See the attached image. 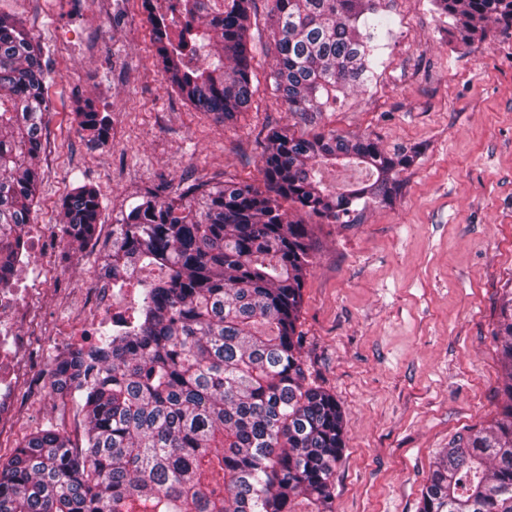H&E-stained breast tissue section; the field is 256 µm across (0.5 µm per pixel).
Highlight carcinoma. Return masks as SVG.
Masks as SVG:
<instances>
[{"instance_id": "cac0c4a2", "label": "carcinoma", "mask_w": 512, "mask_h": 512, "mask_svg": "<svg viewBox=\"0 0 512 512\" xmlns=\"http://www.w3.org/2000/svg\"><path fill=\"white\" fill-rule=\"evenodd\" d=\"M274 91L305 123L363 87L389 33L380 0H270ZM460 41L512 28V0H430ZM254 0H174L148 12L163 72L194 109L231 120L252 98ZM23 24L0 14V288L29 258L50 73ZM104 143L109 116L76 113ZM413 149L384 151L332 129L265 136L264 188L179 183L147 190L112 225L103 268L140 287L134 320L54 358L50 386L82 399L84 444L51 425L0 462V512H334L346 447L336 397L308 381L297 330L316 217L328 224L390 204ZM357 164L369 179L332 190L323 169ZM299 217L287 219L282 203ZM62 243L97 244L98 192L61 202ZM164 275L140 278L145 268ZM493 336L507 401L485 429L439 451L420 512H512V288Z\"/></svg>"}]
</instances>
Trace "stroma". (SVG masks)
Here are the masks:
<instances>
[{
    "mask_svg": "<svg viewBox=\"0 0 512 512\" xmlns=\"http://www.w3.org/2000/svg\"><path fill=\"white\" fill-rule=\"evenodd\" d=\"M383 6L390 33L379 41L372 84L339 97L316 121L377 139L389 152H420L392 204L313 230L298 328L313 378L344 412L334 512H418L437 453L464 429L489 426L502 402L491 331L500 290L512 282V29L492 23L484 39L453 47L448 18L429 0ZM269 7L254 0L250 105L221 123L165 79L139 0H88L75 17L60 0H0V12L40 43L52 74L43 149L53 160L39 167L30 221L58 223L63 197L82 184L102 204L95 247L64 262L57 234L44 235L17 272L28 283L47 264L54 279L38 297L44 355L5 423L1 458L51 422L73 442L83 439V412L48 382L53 358L68 350L55 335L67 320L94 328L93 312L71 296L97 281L121 211L162 182L261 184L260 140L268 127L293 124L273 90ZM115 12L123 21L106 26ZM86 97L111 117L106 144L89 142L75 120Z\"/></svg>",
    "mask_w": 512,
    "mask_h": 512,
    "instance_id": "1",
    "label": "stroma"
}]
</instances>
